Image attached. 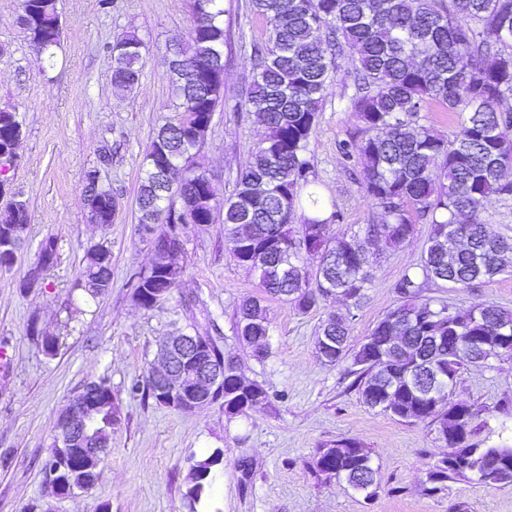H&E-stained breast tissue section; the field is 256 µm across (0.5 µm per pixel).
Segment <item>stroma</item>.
Segmentation results:
<instances>
[{
    "label": "stroma",
    "mask_w": 512,
    "mask_h": 512,
    "mask_svg": "<svg viewBox=\"0 0 512 512\" xmlns=\"http://www.w3.org/2000/svg\"><path fill=\"white\" fill-rule=\"evenodd\" d=\"M191 2L114 0L105 8L100 0H58L61 47L54 67L43 73L19 23V0H0V43L9 47L0 54V106L17 108L23 131L20 162L9 176L30 213L18 262L0 273V340L8 342V358L0 360V512H95L104 502L111 512H186L189 457L214 448L224 451L215 512H452L458 503L464 512H512V485L449 480L431 491L427 473L448 451L437 425L405 423L369 408L350 387V361L327 363L316 349L326 313L348 319L355 348L399 305L395 285L419 260L428 225L417 224L413 242L399 248L370 245L378 261L360 306L331 299L304 313L268 300L269 353L261 362L233 330L236 307L242 297L257 294L258 278L233 261L223 224L191 227L185 238L184 282L200 289L203 306L186 313L176 295L150 310L133 301L132 278L153 258L149 240L138 232L141 160L159 127L177 117L168 48L173 38L187 37ZM224 26L230 34L225 104L214 115L200 161L225 197L264 134L235 103L252 80L251 46L266 41L269 28L251 0H224ZM129 31L147 51L139 88L122 92L111 83L116 62L105 46ZM340 64L310 150L318 188L343 217L331 232L360 233L377 222L378 211L339 153L359 125L350 107L353 66L346 58ZM107 144L112 164L101 181L118 207L110 224L98 226L88 220L83 187ZM49 235L58 243L56 267L41 286L20 289ZM100 243L112 252V286L92 299L72 284L87 249ZM424 294L454 309L495 304L512 311V273L467 287L431 280ZM211 315L218 319L225 356L267 390L269 403L231 418L220 401L180 412L134 397L130 387L144 382L157 341L191 322L206 332ZM34 318L60 336L55 357L39 353L28 337ZM100 379L111 385L120 408L112 448L88 490L53 495L42 462L58 415L87 382ZM449 398L475 412V443L512 442V356L489 367H465ZM346 438L371 452L381 483L373 498L311 467L317 449Z\"/></svg>",
    "instance_id": "1"
}]
</instances>
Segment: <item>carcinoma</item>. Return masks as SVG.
Listing matches in <instances>:
<instances>
[{
    "mask_svg": "<svg viewBox=\"0 0 512 512\" xmlns=\"http://www.w3.org/2000/svg\"><path fill=\"white\" fill-rule=\"evenodd\" d=\"M265 18L267 41L253 49V78L235 107L255 117L266 130L236 177L235 192L218 196L212 177L196 162L212 114L224 105L223 0H194L188 44L173 40L182 61L169 69L172 95L179 101V118L163 124L143 156L144 174L136 197L138 224L166 239L185 218L198 224L224 223L237 265L258 274L261 296H248L237 306V335L247 345L264 341L270 326L265 297L291 302L308 312L341 296L359 305L371 284L373 260L356 235L330 233L342 220L336 205H327L315 189L314 164L309 155L337 58L347 54L356 62L355 94L350 104L361 122V136L339 149L345 160L358 155L361 185L379 211V223L365 229L366 238L389 247L413 241L415 213L431 226L417 267L396 284L403 303L381 318L357 348L349 345V325L332 314L321 322L318 336L336 337V350L322 355L329 363L352 360L355 389L364 404L399 421H436L447 436L448 454L428 472L431 490L449 479L471 480L476 471L497 473L495 483L512 485V445L480 447L470 439L475 414L464 404L437 408L393 381L391 371L411 366L435 369L456 381L460 369L472 362L491 366L504 352L487 349L476 360L453 353L455 326L463 335H496L512 328V312L488 304L448 315V304L422 297L428 280L468 286L505 272L512 239L488 234L481 219L491 197L512 198V111L501 108L512 95V0H253ZM21 25L37 54L39 66L51 64L61 42L58 0H21ZM126 47L112 83L137 89L144 68L146 44L135 34L115 38L111 49ZM436 103L445 112L466 118L448 137L418 124L419 113ZM21 124L16 109L0 107V148L17 144ZM87 207L97 205L104 224L112 223V190L90 189ZM28 223V203L9 199L0 208V236L5 229ZM22 241L0 242V271ZM319 263L308 268L304 255ZM56 239L45 237L28 276L44 279L57 264ZM184 268L169 269L162 254L139 272L132 297L151 310L183 284ZM112 281L111 250L90 247L73 287L95 299ZM388 336L404 337V347L382 352ZM38 352L57 354L60 337L33 336ZM132 390L162 406L157 385L146 378ZM268 400L257 382L239 386L234 368H224V412L234 406ZM115 404H103L97 426L109 447ZM190 482L184 493L187 512H198L214 493L224 464V449L190 457ZM328 478L345 479L354 489L376 495L378 471L360 442L346 439L319 448L312 462ZM42 469L58 470L75 485L93 484L98 465L86 468L79 456L66 457L50 444Z\"/></svg>",
    "mask_w": 512,
    "mask_h": 512,
    "instance_id": "obj_1",
    "label": "carcinoma"
}]
</instances>
